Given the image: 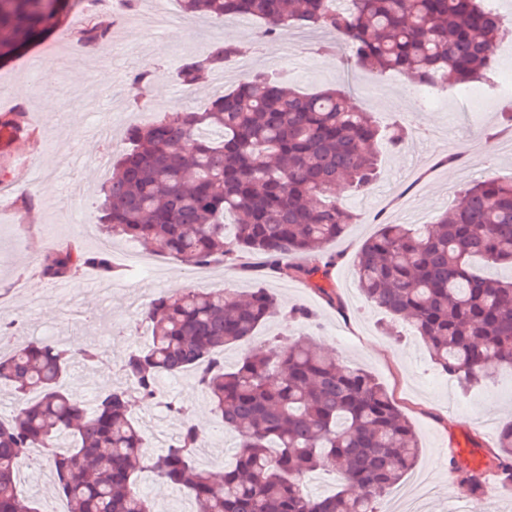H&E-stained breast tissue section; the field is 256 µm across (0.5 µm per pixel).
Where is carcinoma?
Listing matches in <instances>:
<instances>
[{
    "label": "carcinoma",
    "mask_w": 512,
    "mask_h": 512,
    "mask_svg": "<svg viewBox=\"0 0 512 512\" xmlns=\"http://www.w3.org/2000/svg\"><path fill=\"white\" fill-rule=\"evenodd\" d=\"M188 16L263 22L255 46L297 26L334 34L355 66L400 72L415 87L460 91L494 84V49L512 34L485 0H179ZM75 0H0V59L40 40ZM109 36L95 18L75 32L93 48ZM240 44L216 42L182 61L179 79L193 88L205 72L224 69ZM29 135L25 112L0 113V130ZM406 138L400 124L381 130L343 87L305 94L282 75L255 72L199 112L173 109L134 126L129 147L104 183L99 224L121 237L192 267L233 264L242 252L263 258L267 273L328 279L324 259L359 215L336 199L344 185L367 190L379 177L375 145L393 149ZM303 265L286 262L290 254ZM512 266V180L485 177L460 189L438 221L414 228L384 224L360 248L355 269L366 298L408 322L436 365L464 390L512 372V281L474 270ZM86 266L113 272L106 252L53 248L38 265L51 282ZM277 314L274 296L259 287L193 288L161 294L141 314L152 342L131 349L122 370L127 387L101 395L92 409L70 390L75 358L98 360L86 347L72 352L31 341L0 357V386L18 407L0 420V512H41L16 490V476L41 448L67 512H154L137 490L142 472L183 489L198 512H379L381 497L415 464V431L388 391L369 373L345 365L311 342L276 341L224 364V349L245 344ZM189 371L221 423L240 440L217 481L195 461L202 431L183 406V426L167 450L148 453L133 420L132 396L154 401L162 377ZM329 468L334 493L314 497L305 475ZM475 495L490 482L512 490V422L482 469L456 468Z\"/></svg>",
    "instance_id": "cac0c4a2"
}]
</instances>
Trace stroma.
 I'll use <instances>...</instances> for the list:
<instances>
[{"instance_id":"1","label":"stroma","mask_w":512,"mask_h":512,"mask_svg":"<svg viewBox=\"0 0 512 512\" xmlns=\"http://www.w3.org/2000/svg\"><path fill=\"white\" fill-rule=\"evenodd\" d=\"M147 12V6H140L128 12L120 26H112L109 40L94 50L95 66L55 69L50 83L34 85L26 77V63L36 55L37 46L0 63V86L6 88L0 113L23 109L35 131L30 143L0 137V165L9 168L14 185L10 199L0 204V320H23L24 329L14 336V344L49 336L72 350L89 345L109 350V357L100 361H77L70 373L72 392L91 406L100 392L125 384L126 353L151 341L150 327L132 316L135 298L151 300L159 292L171 291L176 283L187 289L198 287L201 273L212 290L235 288L244 294L263 283L282 312L260 328L252 347L273 338L284 344L312 340L344 364L374 376L408 417L421 453L413 469L393 487V494L424 483L430 490L424 512H512V491H500L492 484L488 496H476L450 471L456 448L488 452L496 448L500 426L512 421V374L500 373L483 387L462 391L455 379L437 368L413 328L392 322L364 296L355 272L360 247L378 232L380 223L413 224L421 213L437 219L451 208L466 184L487 176H512V152L503 153L501 140L493 133L506 102L488 103L479 96L464 102L448 86L443 90L446 106L420 111L407 77L358 69L339 51H322L314 44L297 46L291 30H284L266 52L253 58L252 71L286 72L291 84L307 93L334 85L350 88L352 102L371 112L380 126L399 121L409 129L400 149L380 147L381 175L370 192L340 196L344 205L361 216L360 223L349 225L326 249L335 258L326 286L339 294L341 306L329 304L305 282L275 274L259 280L220 262L201 272L161 256L154 274L143 279L127 261L137 244L124 240L108 244L99 233L100 186L127 148L129 128L172 109L204 110L213 95L230 91L241 80L228 66L223 83L207 74L189 90L178 80L181 61L206 53L216 41L250 44L259 27L250 18L214 22L194 17L160 27ZM104 71L110 74L105 82L99 78ZM138 73L149 74L147 88L133 84ZM77 124L107 129L108 137L95 142L75 140L72 128ZM26 197L33 199L32 207L22 206ZM68 244L88 253L108 251L115 274L110 278L107 305H100L96 289L89 286L90 280L100 276L96 268H83L69 279L64 293L39 277L37 257L51 247ZM296 304L311 309L313 321L287 323L284 313ZM387 325L392 335L383 334ZM160 391L188 407L203 429L208 451L197 454V464L222 473L232 463L238 441L222 430L193 374L163 380ZM133 417L146 430L149 446L157 454L182 424L180 416L163 408L147 411L137 405ZM40 469L36 476L31 468H24L19 493L34 498L43 512H64L66 502L53 490L49 464H41ZM139 489L155 512L196 510L182 489L157 478H144Z\"/></svg>"}]
</instances>
